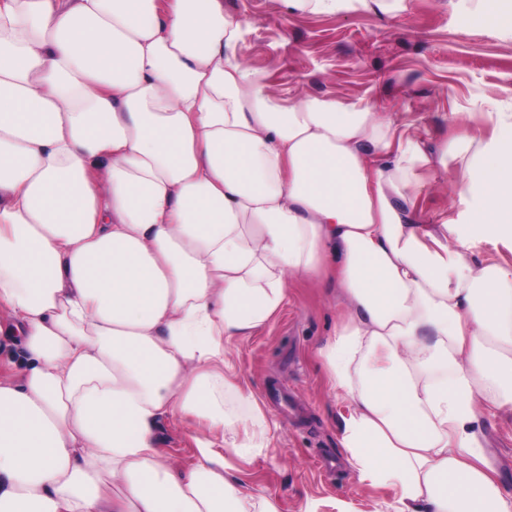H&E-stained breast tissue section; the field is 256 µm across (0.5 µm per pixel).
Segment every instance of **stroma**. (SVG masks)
<instances>
[{"label":"stroma","mask_w":512,"mask_h":512,"mask_svg":"<svg viewBox=\"0 0 512 512\" xmlns=\"http://www.w3.org/2000/svg\"><path fill=\"white\" fill-rule=\"evenodd\" d=\"M402 11L284 14L278 0H224L248 24L239 52L271 76L281 101L306 94L378 100L381 111L417 118L425 147L438 153L453 112L489 104L512 112V37L487 29L457 0H405ZM454 172L430 178L432 223L459 218ZM287 300L265 328L227 345L225 359L243 394L261 401L268 444L230 456L235 477L275 501L279 512H389L390 489L359 483L340 445L347 405L333 397L317 355L344 311L326 283L286 276ZM491 464L512 483V414L477 425ZM192 428L173 415L158 440L174 464H188Z\"/></svg>","instance_id":"1"}]
</instances>
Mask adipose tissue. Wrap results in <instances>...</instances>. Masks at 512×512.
Listing matches in <instances>:
<instances>
[{"mask_svg":"<svg viewBox=\"0 0 512 512\" xmlns=\"http://www.w3.org/2000/svg\"><path fill=\"white\" fill-rule=\"evenodd\" d=\"M245 32L224 0H0V341L27 355L0 374V512H279L229 472L267 429L224 347L288 274L348 309L320 356L359 481L392 512H512L475 430L512 412V263L465 252L512 244V113H468L434 159L375 102L281 105ZM452 159L467 222L421 223ZM175 414L202 430L181 468ZM468 247L469 258L475 263L487 260L512 262V250L502 242H493L473 236L468 240ZM193 435L192 428L179 415L169 416L158 429L159 447L164 448L174 464L186 465L193 457Z\"/></svg>","mask_w":512,"mask_h":512,"instance_id":"ef3b65f1","label":"adipose tissue"}]
</instances>
